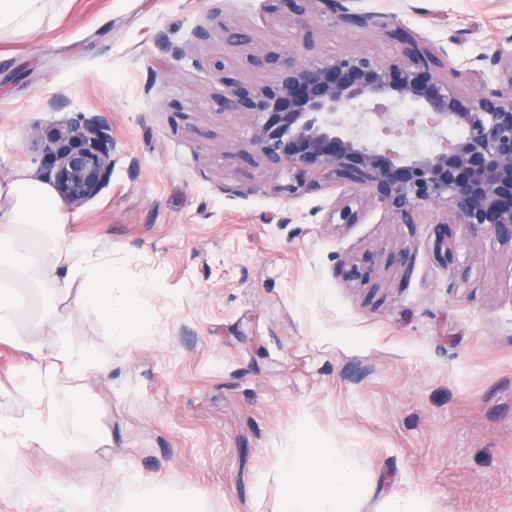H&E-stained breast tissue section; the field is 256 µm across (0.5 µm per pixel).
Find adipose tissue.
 Returning <instances> with one entry per match:
<instances>
[{
    "label": "adipose tissue",
    "instance_id": "ef3b65f1",
    "mask_svg": "<svg viewBox=\"0 0 512 512\" xmlns=\"http://www.w3.org/2000/svg\"><path fill=\"white\" fill-rule=\"evenodd\" d=\"M47 0H0V32L29 36L40 30ZM69 216L46 184L16 174L0 177V333L16 317L17 290L33 286L41 294L58 292L62 275L86 274L77 298L78 312L103 319L109 327L130 330L134 310L130 299H115L112 270L86 241L60 238L54 228ZM53 263L42 261L45 252ZM32 356L26 378L29 409L23 419L0 421V446L60 450L66 441L45 415L56 384L77 381L108 369L86 355L62 346L48 351L31 339ZM282 512H364L375 497L376 483L336 449L307 442L292 449L280 464Z\"/></svg>",
    "mask_w": 512,
    "mask_h": 512
}]
</instances>
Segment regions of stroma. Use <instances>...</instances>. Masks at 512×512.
Here are the masks:
<instances>
[{
  "label": "stroma",
  "instance_id": "1",
  "mask_svg": "<svg viewBox=\"0 0 512 512\" xmlns=\"http://www.w3.org/2000/svg\"><path fill=\"white\" fill-rule=\"evenodd\" d=\"M358 6L398 15L454 67L512 40V0ZM215 13L256 48L295 37L266 0H52L36 35L0 34V172L37 176L32 129L77 112L106 113L127 151L63 233L95 246L114 295L134 289L138 314L127 334H110L76 313L75 279L68 294L31 300L14 340L0 341V419L28 411L25 344L41 315L68 322L69 348L109 369L77 388L57 383L47 415L71 448L61 459L16 449L19 480L0 484V512H54L62 500L97 512L101 498L131 512L143 495L280 512L279 463L310 438L378 481L383 502L512 512V249L463 244L448 266L431 215L394 224L372 207L363 223L337 226L321 211L342 185L275 192L287 169L245 160L249 117L216 110L215 63L256 74L246 49L196 39ZM317 31L320 58L389 50L375 32L322 20ZM405 245L411 265L381 261L370 283L336 274L340 262ZM79 399L112 432L99 454L80 451Z\"/></svg>",
  "mask_w": 512,
  "mask_h": 512
}]
</instances>
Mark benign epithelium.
Segmentation results:
<instances>
[{"instance_id":"obj_1","label":"benign epithelium","mask_w":512,"mask_h":512,"mask_svg":"<svg viewBox=\"0 0 512 512\" xmlns=\"http://www.w3.org/2000/svg\"><path fill=\"white\" fill-rule=\"evenodd\" d=\"M354 2L270 0V12L296 29L299 39L248 54L251 66L268 70V77L247 82L216 64L224 85L216 100L219 111L252 117L241 154L286 168L288 183L278 191L290 196L318 188L316 176L343 185L346 193L328 208L324 224H360L368 202L394 224H416L430 209L434 250L447 264L455 262L457 252L450 223L470 242L490 240L512 248V49L498 47L482 56L485 69L475 74L450 72L440 54L402 20L360 11ZM317 16L334 28L377 31L392 52L348 51L312 59L307 53L315 45ZM218 35L233 47L251 44L248 33L223 23L196 31L200 41ZM472 77L476 88L461 87ZM405 102L416 107L410 117L394 111ZM369 114L377 116L382 135H395L407 149L364 139L359 125ZM441 127H453L459 136L429 154L411 147L419 134ZM31 138L45 142L41 179L72 210L109 185L112 168L125 154L104 113L77 112L46 130L34 128ZM377 259L368 252L338 272L363 280Z\"/></svg>"}]
</instances>
